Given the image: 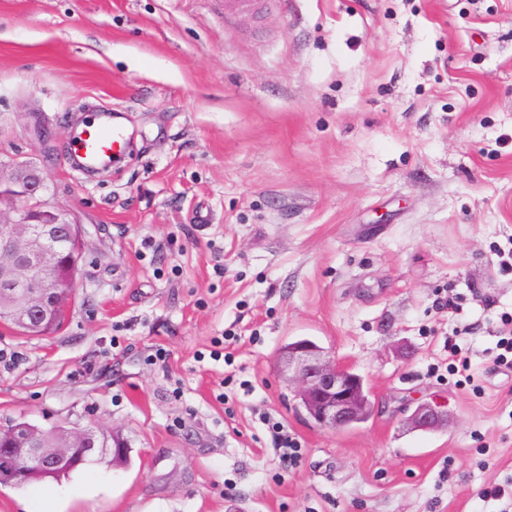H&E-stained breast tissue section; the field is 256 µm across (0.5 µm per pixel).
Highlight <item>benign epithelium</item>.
Masks as SVG:
<instances>
[{
    "instance_id": "1",
    "label": "benign epithelium",
    "mask_w": 512,
    "mask_h": 512,
    "mask_svg": "<svg viewBox=\"0 0 512 512\" xmlns=\"http://www.w3.org/2000/svg\"><path fill=\"white\" fill-rule=\"evenodd\" d=\"M15 195L33 197L43 188L38 171L16 166L0 185ZM81 257L80 232L49 210L0 212V321L25 336H44L59 319V309L75 288L71 268ZM279 374L298 406L317 427L336 431L365 421L374 405L363 379L340 366L317 344L300 339L278 357ZM448 420L438 401L418 404L407 418L410 427L429 432ZM8 448L0 450V486H20L32 477L68 466L94 447L92 431L79 425L39 431L12 420L5 427Z\"/></svg>"
}]
</instances>
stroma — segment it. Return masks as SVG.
Returning <instances> with one entry per match:
<instances>
[{
  "label": "stroma",
  "mask_w": 512,
  "mask_h": 512,
  "mask_svg": "<svg viewBox=\"0 0 512 512\" xmlns=\"http://www.w3.org/2000/svg\"><path fill=\"white\" fill-rule=\"evenodd\" d=\"M90 112L134 138L91 180L70 159ZM0 163L45 185L0 207L49 204L83 240L64 327H0V422L131 442L124 465L0 486V512H501L481 492L512 484L490 355L512 314V0H0ZM300 338L364 377L371 419L297 407L277 359ZM432 400L447 425L411 430ZM263 414L301 442L293 469Z\"/></svg>",
  "instance_id": "35a3bbf8"
}]
</instances>
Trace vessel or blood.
Segmentation results:
<instances>
[{"mask_svg":"<svg viewBox=\"0 0 512 512\" xmlns=\"http://www.w3.org/2000/svg\"><path fill=\"white\" fill-rule=\"evenodd\" d=\"M129 137L107 114L85 118L73 137L71 150L85 168L95 169L124 154Z\"/></svg>","mask_w":512,"mask_h":512,"instance_id":"b4317fda","label":"vessel or blood"}]
</instances>
